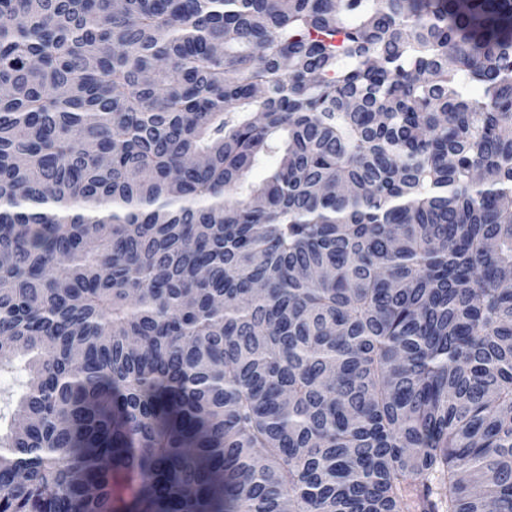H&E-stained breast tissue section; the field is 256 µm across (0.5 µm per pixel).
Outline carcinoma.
Instances as JSON below:
<instances>
[{
    "mask_svg": "<svg viewBox=\"0 0 512 512\" xmlns=\"http://www.w3.org/2000/svg\"><path fill=\"white\" fill-rule=\"evenodd\" d=\"M17 358L0 512H512V0H0Z\"/></svg>",
    "mask_w": 512,
    "mask_h": 512,
    "instance_id": "1",
    "label": "carcinoma"
}]
</instances>
